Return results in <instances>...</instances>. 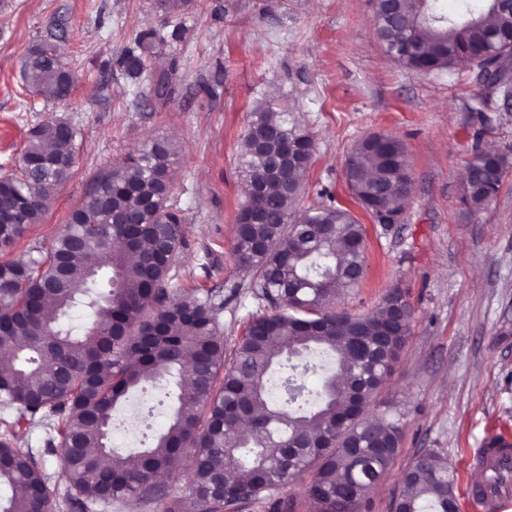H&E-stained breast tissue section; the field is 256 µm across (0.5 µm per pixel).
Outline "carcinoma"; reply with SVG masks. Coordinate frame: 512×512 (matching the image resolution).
<instances>
[{
	"label": "carcinoma",
	"instance_id": "obj_1",
	"mask_svg": "<svg viewBox=\"0 0 512 512\" xmlns=\"http://www.w3.org/2000/svg\"><path fill=\"white\" fill-rule=\"evenodd\" d=\"M450 18L438 0H398L395 19L374 4L376 32L387 52L405 44L415 52L397 62L419 72L451 71L491 44L512 45V10L496 0H465ZM155 33L141 34L118 63L131 78L147 69ZM175 62L153 74L154 92L168 90ZM25 82L59 100L73 74L56 63L55 48H30ZM277 130L300 148L303 160L274 167L279 143L257 138ZM79 130L65 119L29 132L17 173L0 177V253L12 249L51 208L47 188L73 175ZM315 151L313 135L287 109L259 106L242 142V173L261 183L266 197L259 224H242L238 211L235 262L255 271L249 288L269 312L253 317L225 360L218 317L224 299L179 293L169 287L174 259L185 245L183 217L168 205L174 145L155 139L115 163L88 190L48 246L25 262H0V410L45 432L46 454L61 441L63 487L50 484L34 448L15 444L12 423L0 437V485L11 489L6 512H41L47 506L85 509L86 503L153 499L143 486L177 467L191 451L193 467L182 496L164 512H226L286 487L311 471L305 488L312 512H362L369 488L390 468L402 435L387 413L373 421L363 408L400 358L411 331L412 307L395 288L379 310L336 312V298L354 288L353 267L365 264V229L334 204L303 208V183ZM512 151L475 149L470 164L491 173L507 169ZM353 196L373 218L398 221L412 183L402 144L385 134L358 141L345 163ZM501 180L468 178L462 201L474 212L497 195ZM87 253L106 256L86 265ZM91 326L76 335L61 318L92 290ZM288 363L287 398L270 403L266 380ZM321 374L320 388L305 378ZM168 375L177 407L154 445L128 456L109 446L112 415L127 394ZM250 435L240 431L238 411ZM297 448L288 450V444ZM109 461L106 467L103 461ZM454 475L433 449L416 454L402 477L395 512H457Z\"/></svg>",
	"mask_w": 512,
	"mask_h": 512
}]
</instances>
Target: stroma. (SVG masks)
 I'll return each mask as SVG.
<instances>
[{
    "label": "stroma",
    "instance_id": "stroma-1",
    "mask_svg": "<svg viewBox=\"0 0 512 512\" xmlns=\"http://www.w3.org/2000/svg\"><path fill=\"white\" fill-rule=\"evenodd\" d=\"M148 31L158 37L148 65L176 66L162 102L117 64ZM45 41L77 76L66 99H46L23 79L28 49ZM476 94L468 67L421 74L392 59L373 0H190L174 13L158 0H0V175L16 170L33 127L64 117L81 131L72 177L5 257L24 260L50 243L108 166L149 140H172L171 202L186 246L171 286L224 298L218 325L225 350L234 349L264 311L248 289L251 273L233 258L246 188L241 145L256 106L293 109L315 139L304 205L334 197L365 227V276L337 311H375L395 288L413 309L401 357L367 409L402 423L398 456L368 492V512H394L404 469L428 448L448 459L459 512H476L468 490L484 473L470 458L487 434L512 433V167L485 209L471 214L461 202L474 145L512 146V111L498 95L479 111ZM373 133L402 143L413 178L400 223L388 226L344 176L350 149ZM172 388L162 379L153 398L130 393L112 446L124 454L148 446L174 412Z\"/></svg>",
    "mask_w": 512,
    "mask_h": 512
}]
</instances>
